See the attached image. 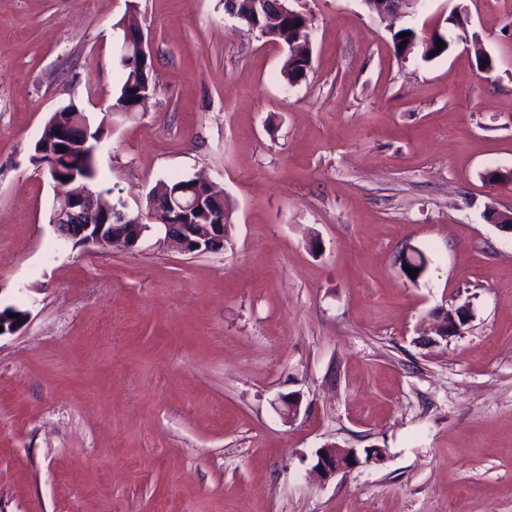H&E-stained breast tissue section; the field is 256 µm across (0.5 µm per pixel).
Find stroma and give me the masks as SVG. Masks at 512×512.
Instances as JSON below:
<instances>
[{
	"label": "stroma",
	"instance_id": "1",
	"mask_svg": "<svg viewBox=\"0 0 512 512\" xmlns=\"http://www.w3.org/2000/svg\"><path fill=\"white\" fill-rule=\"evenodd\" d=\"M295 7L291 84L224 0H0V306L28 313L0 336V512H512V234L487 213L512 189L484 179L512 169V0ZM457 7L479 46L398 56L400 27L448 33ZM128 19L157 91L91 188L132 204L206 172L222 251L92 253L49 224L34 145L59 108L111 103ZM466 302L463 334L420 345ZM329 443L359 463L322 481ZM368 10L379 16L399 19L414 15L419 11L420 0H363Z\"/></svg>",
	"mask_w": 512,
	"mask_h": 512
}]
</instances>
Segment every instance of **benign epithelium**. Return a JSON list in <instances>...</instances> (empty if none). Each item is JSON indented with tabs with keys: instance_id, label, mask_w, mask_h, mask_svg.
<instances>
[{
	"instance_id": "1",
	"label": "benign epithelium",
	"mask_w": 512,
	"mask_h": 512,
	"mask_svg": "<svg viewBox=\"0 0 512 512\" xmlns=\"http://www.w3.org/2000/svg\"><path fill=\"white\" fill-rule=\"evenodd\" d=\"M261 4L269 12L275 23L283 16L298 17L301 12L292 6L293 0H251ZM368 10L379 16H391L399 19L414 15L419 11L421 0H363ZM125 60H142L150 56L148 41L143 31L136 36H128L126 51L119 53ZM57 142L63 147L80 146L92 157H97L104 148L103 138H90V118H85L77 125H70L59 132ZM147 207L139 208V214L133 215L127 203L117 206L102 219L97 196L87 189L74 191L70 194L57 193L53 207L52 227L59 238L87 250H106L120 246L125 249L135 248L143 237L151 232L145 223L160 220L157 245L171 247L184 254L214 253L224 249V216L215 217V222L198 229L196 224L185 223L181 215L195 206V199L172 201L171 198L154 196L147 197ZM439 325L436 336L446 341L452 336L463 333L464 328L472 321L470 306L461 305L456 308L437 313ZM359 463L357 452L353 448H341L326 444L319 449L317 473L323 479H329L341 472L354 468Z\"/></svg>"
}]
</instances>
